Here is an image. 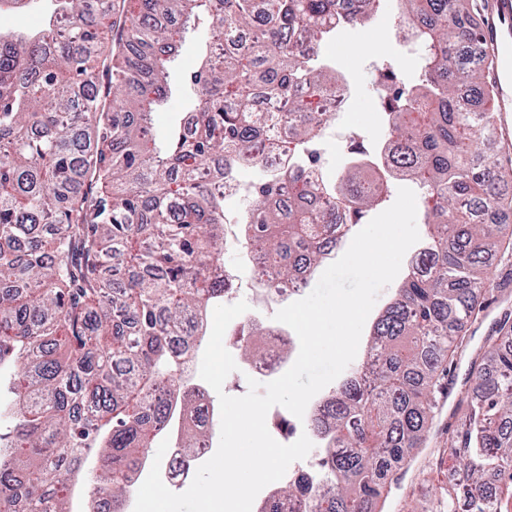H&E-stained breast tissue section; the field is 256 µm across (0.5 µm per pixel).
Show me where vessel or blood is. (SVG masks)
Returning a JSON list of instances; mask_svg holds the SVG:
<instances>
[{
	"label": "vessel or blood",
	"instance_id": "obj_1",
	"mask_svg": "<svg viewBox=\"0 0 512 512\" xmlns=\"http://www.w3.org/2000/svg\"><path fill=\"white\" fill-rule=\"evenodd\" d=\"M483 51L493 65L486 72L496 91L499 143L512 148V0H490Z\"/></svg>",
	"mask_w": 512,
	"mask_h": 512
}]
</instances>
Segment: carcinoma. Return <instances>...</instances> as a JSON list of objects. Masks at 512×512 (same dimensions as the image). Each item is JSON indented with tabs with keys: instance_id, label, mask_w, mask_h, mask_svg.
<instances>
[{
	"instance_id": "1",
	"label": "carcinoma",
	"mask_w": 512,
	"mask_h": 512,
	"mask_svg": "<svg viewBox=\"0 0 512 512\" xmlns=\"http://www.w3.org/2000/svg\"><path fill=\"white\" fill-rule=\"evenodd\" d=\"M0 9V366L10 372L0 434V512H74L78 492L123 512L171 410L172 338L195 336L224 300V176L269 152L294 166L251 186L244 234L264 257L270 292L326 259L336 208L358 224L395 177L423 195L426 240L372 322L366 360L306 413L334 449L316 481L280 487L307 512H372L412 457L436 409L491 259L512 252V225L479 222L503 201L504 165L484 151L497 112L475 56L470 0H399L420 49L415 82L389 85L384 163L350 167L313 205L301 170L341 81L309 50L365 25L381 0H51L48 23L13 30ZM205 20L188 84L193 109L157 148L152 115L168 101L170 63ZM122 249L126 264L106 260ZM247 359L262 350L240 330ZM448 425L466 480L445 512H504L490 475L512 490V313L471 360Z\"/></svg>"
}]
</instances>
